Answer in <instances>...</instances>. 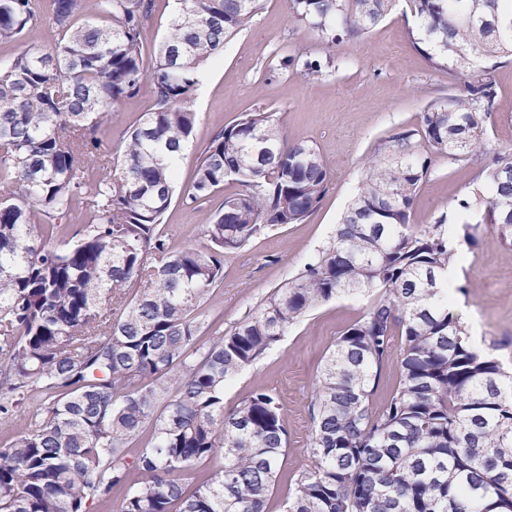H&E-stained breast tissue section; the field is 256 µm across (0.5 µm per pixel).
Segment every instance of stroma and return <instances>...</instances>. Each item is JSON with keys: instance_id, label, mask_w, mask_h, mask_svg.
<instances>
[{"instance_id": "35a3bbf8", "label": "stroma", "mask_w": 512, "mask_h": 512, "mask_svg": "<svg viewBox=\"0 0 512 512\" xmlns=\"http://www.w3.org/2000/svg\"><path fill=\"white\" fill-rule=\"evenodd\" d=\"M404 5L360 38L336 44L321 41L308 26L293 22L288 0H265L224 45L204 89L193 91L189 105L196 114L191 144L181 164L164 230L173 247L203 242L207 213L216 209L237 184L225 183L204 203L187 197L196 160L224 125L262 109L271 112L282 136L313 145L330 168L325 195L302 223L286 224L252 238L224 257V280L201 305L210 332L228 333L238 322L284 286L316 250L330 242L335 226L361 176L362 166L392 134L415 127L419 115L448 92H463V76L433 68L414 50L407 35ZM57 29L42 22L20 40L0 43V65L10 64L29 48L50 51ZM333 58V68L301 79L278 72L284 53ZM496 110L486 124L492 149L512 151V59L495 72ZM154 107L150 83L119 102L100 128L106 162L117 161L129 131ZM481 160L451 161L432 157V173L416 197L411 222L423 227L440 216H456L459 199L472 194ZM466 263L456 297L461 317L482 347L512 367V246L496 226L480 225L473 245L461 248ZM374 294L336 296L289 328L280 342L224 387V408L232 410L254 390L279 404L287 447L270 494L268 512H286L299 472L314 463L310 447V408L326 359L341 334L363 315Z\"/></svg>"}]
</instances>
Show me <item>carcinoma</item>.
<instances>
[{
    "mask_svg": "<svg viewBox=\"0 0 512 512\" xmlns=\"http://www.w3.org/2000/svg\"><path fill=\"white\" fill-rule=\"evenodd\" d=\"M396 0H289L292 20L334 43L377 26ZM413 47L435 69L472 67L467 93L429 104L417 127L371 158L332 241L255 315L209 343L195 311L223 280L224 254L321 202L327 164L285 142L273 115L247 112L200 154L188 199L224 186L204 225L208 244L169 248L162 218L192 134L201 68L264 0H182L143 66L153 0H52L54 50L0 67V426L32 393L40 412L0 444V512H88L126 490L118 512H266L287 444L274 398L255 391L224 411V384L306 313L340 294L379 292L324 365L312 408V468L289 512H512V371L473 346L448 308V265L481 224L512 244V152L489 148L497 59L512 52V0H405ZM39 0H0V41L40 24ZM328 58L286 55L310 77ZM151 83L154 110L120 160L88 169L108 112ZM452 161L483 157L484 205L459 202L457 240L443 215L411 224L431 173L422 142ZM84 224L62 247L48 238L75 208ZM142 288L127 299L130 284ZM399 349H394V338ZM399 386L374 402L381 367ZM154 421V441L130 443ZM224 454L223 470L187 491L178 474ZM137 477L129 480V469Z\"/></svg>",
    "mask_w": 512,
    "mask_h": 512,
    "instance_id": "1",
    "label": "carcinoma"
}]
</instances>
